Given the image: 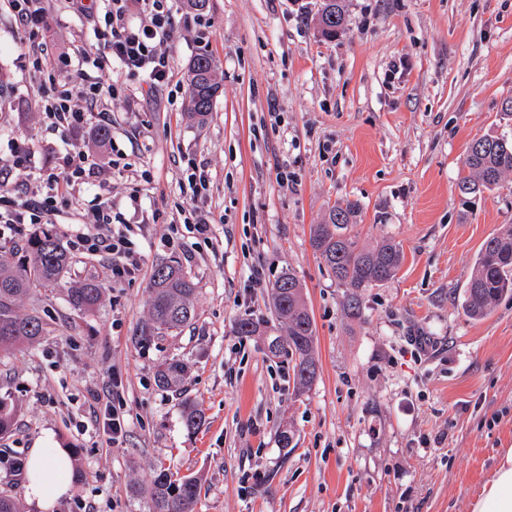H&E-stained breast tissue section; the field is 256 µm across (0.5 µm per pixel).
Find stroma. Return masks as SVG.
Returning <instances> with one entry per match:
<instances>
[{"label":"stroma","instance_id":"obj_1","mask_svg":"<svg viewBox=\"0 0 512 512\" xmlns=\"http://www.w3.org/2000/svg\"><path fill=\"white\" fill-rule=\"evenodd\" d=\"M346 24L321 37L320 0H175L166 45L168 85L108 100L109 144L97 127L72 130L90 156H117L107 182L78 192L53 229L93 223L94 205L128 220L140 272L113 284L102 261L69 245L66 281L96 277L99 308H72L62 287H34L48 332L32 349L0 352V395L19 407L0 439V491L36 512L13 468L47 436L72 453L70 493L52 512H149L134 489L156 465L195 478L194 512H470L501 454L512 448V295L481 321L461 294L486 238L512 226V174L471 201L456 183L472 140L512 137V0H345ZM85 19L53 0L48 25L23 39L0 5V184L32 196L63 170L59 132L41 95L62 56L89 47ZM214 59L220 85L198 123L189 110V65ZM45 65L34 68V59ZM35 143L20 180L12 143ZM209 181L199 207L209 238L185 224V167ZM297 175L293 187L277 178ZM360 209L349 232L372 248H403L395 277L361 290L351 317L343 288L311 246L314 225L341 199ZM174 260L194 281L196 316L144 339L154 267ZM263 272L254 288L252 268ZM300 280L319 359L305 392L289 357L236 332L265 319L282 270ZM185 365L178 387L157 367ZM202 411L189 433L183 401ZM120 405L122 445L97 414ZM294 441L280 447L277 436ZM184 365L175 359L161 363L155 373L157 384L163 388L176 384L184 373Z\"/></svg>","mask_w":512,"mask_h":512}]
</instances>
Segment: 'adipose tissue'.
Instances as JSON below:
<instances>
[{
  "instance_id": "ef3b65f1",
  "label": "adipose tissue",
  "mask_w": 512,
  "mask_h": 512,
  "mask_svg": "<svg viewBox=\"0 0 512 512\" xmlns=\"http://www.w3.org/2000/svg\"><path fill=\"white\" fill-rule=\"evenodd\" d=\"M71 483L68 449L42 445L30 449L24 492L39 512H48L66 496ZM471 512H512V448L503 453L492 478L473 499Z\"/></svg>"
}]
</instances>
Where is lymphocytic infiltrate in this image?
<instances>
[{
	"instance_id": "lymphocytic-infiltrate-1",
	"label": "lymphocytic infiltrate",
	"mask_w": 512,
	"mask_h": 512,
	"mask_svg": "<svg viewBox=\"0 0 512 512\" xmlns=\"http://www.w3.org/2000/svg\"><path fill=\"white\" fill-rule=\"evenodd\" d=\"M68 10L88 19L95 41L86 51L81 67L72 70L67 81L42 98L44 114L51 126L68 131L88 124L91 119L109 122L102 112L105 98L116 96V85L88 81L85 65L105 70L112 65L125 69L129 77L142 78L151 86L170 82L172 68L168 55L158 45L173 36V11L170 0H107L104 10H91L85 0H67ZM62 176H49L47 192L36 198H22L8 190L0 191V223L47 224L60 208L70 206L71 192L78 185L105 180L112 162L89 159L85 151L66 150ZM72 242L107 261L113 283L131 280L141 268V256L128 239L112 228L111 208L95 211L94 225L73 224L68 229Z\"/></svg>"
}]
</instances>
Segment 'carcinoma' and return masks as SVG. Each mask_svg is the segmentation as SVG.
Wrapping results in <instances>:
<instances>
[{"mask_svg": "<svg viewBox=\"0 0 512 512\" xmlns=\"http://www.w3.org/2000/svg\"><path fill=\"white\" fill-rule=\"evenodd\" d=\"M342 0H324L319 11L323 37L332 38L344 23ZM214 60L199 54L190 67V105L200 120L212 110L219 85L214 78ZM464 167L468 174L457 182L463 196L493 190L502 177L512 173V139L504 135L486 134L474 140L468 149ZM359 210L357 202L344 200L329 208L327 217L315 225L311 245L323 264L331 271L339 286L345 288L348 309L359 310L362 288L386 281L396 275L403 262L399 243L384 239L374 249L358 245L348 227ZM22 256L12 262L0 261V351L20 345H34L47 332L48 323L33 309L20 311V302L31 286L55 288L61 285L70 265V255L62 240L45 230L33 234L21 248ZM512 293V228L487 238L478 250L473 270L462 301L466 315L473 320L488 316L503 295ZM194 282L174 262L158 264L151 276L150 323L144 335L159 330L178 329L195 317ZM103 295L102 284L88 277L68 289L69 303L84 312L94 311ZM277 319L287 328L285 336H267L262 319L243 318L237 323L240 336H262L268 353L285 355L293 362L296 388L302 392L317 373L315 329L295 273L283 271L272 292ZM184 365L175 359L161 363L155 373L157 384L168 388L178 382ZM16 409L0 397V437L12 432ZM202 413L193 406L183 411L184 427L194 432L204 425ZM198 485L193 477H179L170 469L155 467L147 481L136 489V495L148 499L149 512H192Z\"/></svg>", "mask_w": 512, "mask_h": 512, "instance_id": "1", "label": "carcinoma"}]
</instances>
